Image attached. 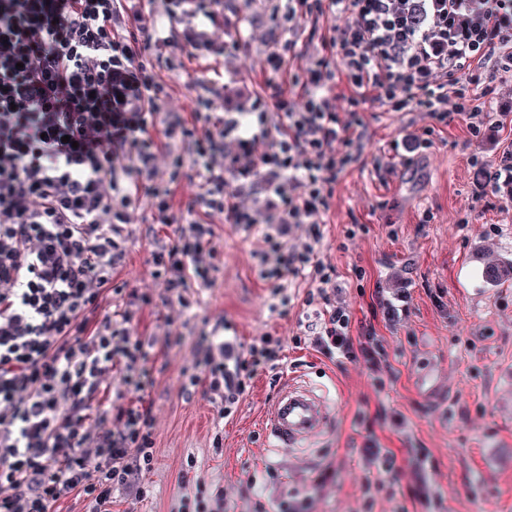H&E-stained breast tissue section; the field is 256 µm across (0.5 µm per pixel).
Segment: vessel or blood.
I'll use <instances>...</instances> for the list:
<instances>
[{
    "instance_id": "1",
    "label": "vessel or blood",
    "mask_w": 512,
    "mask_h": 512,
    "mask_svg": "<svg viewBox=\"0 0 512 512\" xmlns=\"http://www.w3.org/2000/svg\"><path fill=\"white\" fill-rule=\"evenodd\" d=\"M330 415L324 398L302 380H291L277 392L269 405L262 428L272 450L301 448L324 431Z\"/></svg>"
}]
</instances>
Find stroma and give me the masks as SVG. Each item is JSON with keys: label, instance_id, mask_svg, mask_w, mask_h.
I'll list each match as a JSON object with an SVG mask.
<instances>
[{"label": "stroma", "instance_id": "stroma-1", "mask_svg": "<svg viewBox=\"0 0 512 512\" xmlns=\"http://www.w3.org/2000/svg\"><path fill=\"white\" fill-rule=\"evenodd\" d=\"M249 47L231 59L242 77L259 76L270 23L261 0H238ZM362 159L332 187L320 255L336 268V300L355 320L373 319L390 366L334 363L312 349L287 348L286 364L258 373L233 419L222 421L202 392L185 394L207 324L225 319L242 344L266 334L291 340L299 332L302 299L274 304L259 277L256 233L216 228L223 251L215 285L199 289V306L181 335L152 363L147 399L155 425L156 465L142 481L153 489L140 501L116 495L112 512H171L181 471L224 489V512H276L283 496L307 501V512H512V280L496 285L483 260H512V198L489 194L468 163L494 159L505 137L467 139L464 122L436 129L433 144L411 162L393 158L379 178L375 163L407 125L430 127L423 112L363 114ZM431 223H420L423 210ZM363 225L356 237L350 225ZM157 228L133 225L122 276L150 282L147 259ZM366 271L356 282L353 268ZM410 297L394 319L372 315L375 290ZM297 374L335 403L334 423L303 448L266 450L260 418L279 384ZM223 446H212L215 432ZM366 448L397 456V476L377 475Z\"/></svg>", "mask_w": 512, "mask_h": 512}]
</instances>
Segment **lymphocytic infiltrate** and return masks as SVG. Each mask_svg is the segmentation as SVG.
I'll return each mask as SVG.
<instances>
[{
	"label": "lymphocytic infiltrate",
	"instance_id": "lymphocytic-infiltrate-1",
	"mask_svg": "<svg viewBox=\"0 0 512 512\" xmlns=\"http://www.w3.org/2000/svg\"><path fill=\"white\" fill-rule=\"evenodd\" d=\"M274 23L259 78L225 76L239 49L226 0H0V512H112L137 499L155 462L151 342L134 321L152 303L121 272L139 216L164 228L149 276L175 309L173 334L221 255L215 227L261 228L260 277L281 305L307 284L295 345L388 366L372 322L334 304L320 256L331 187L362 150L363 114L461 120L470 140L504 128L512 105V0H264ZM344 25H336V18ZM175 50L166 66L150 50ZM204 61L214 77L171 108L164 69ZM349 91L339 109L337 81ZM469 162L512 193V144ZM305 239L289 244L293 226ZM112 313H103V305ZM280 338L241 346L213 330L186 375L220 418L236 414ZM178 512H224V493L178 479Z\"/></svg>",
	"mask_w": 512,
	"mask_h": 512
}]
</instances>
